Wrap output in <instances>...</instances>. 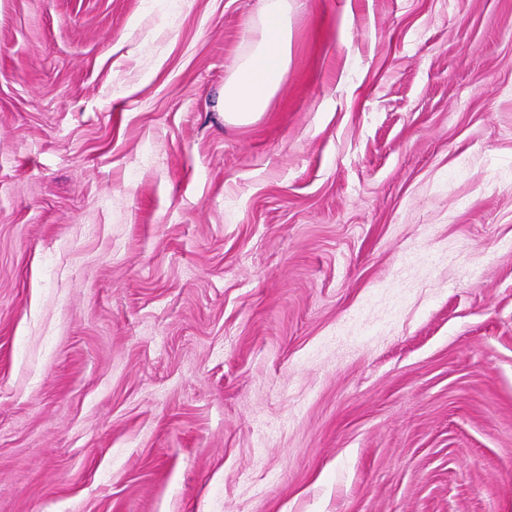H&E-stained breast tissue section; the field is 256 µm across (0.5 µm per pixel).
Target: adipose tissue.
Listing matches in <instances>:
<instances>
[{
  "instance_id": "ef3b65f1",
  "label": "adipose tissue",
  "mask_w": 512,
  "mask_h": 512,
  "mask_svg": "<svg viewBox=\"0 0 512 512\" xmlns=\"http://www.w3.org/2000/svg\"><path fill=\"white\" fill-rule=\"evenodd\" d=\"M261 24L262 40L239 64L222 95L225 119L239 124L265 110L288 72L290 33L284 0H266Z\"/></svg>"
}]
</instances>
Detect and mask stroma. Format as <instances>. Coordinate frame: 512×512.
<instances>
[{
	"instance_id": "1",
	"label": "stroma",
	"mask_w": 512,
	"mask_h": 512,
	"mask_svg": "<svg viewBox=\"0 0 512 512\" xmlns=\"http://www.w3.org/2000/svg\"><path fill=\"white\" fill-rule=\"evenodd\" d=\"M0 0V512H512V0ZM285 0H266L261 15L264 37L244 59L232 79L224 85V119L244 124L263 112L282 84L287 72L290 33Z\"/></svg>"
}]
</instances>
